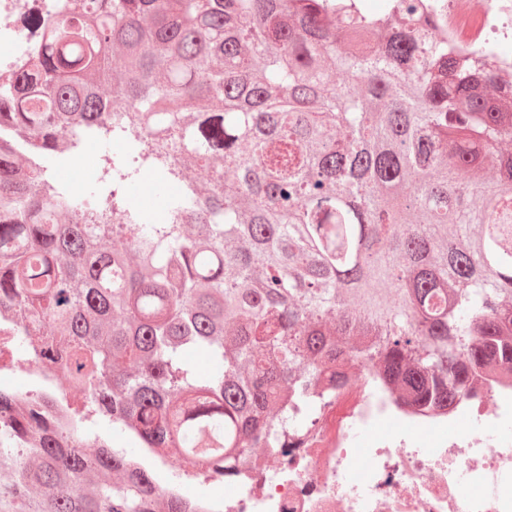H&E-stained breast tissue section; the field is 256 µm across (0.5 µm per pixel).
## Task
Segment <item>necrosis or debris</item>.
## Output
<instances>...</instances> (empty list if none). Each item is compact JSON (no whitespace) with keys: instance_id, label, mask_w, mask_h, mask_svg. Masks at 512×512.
<instances>
[{"instance_id":"1","label":"necrosis or debris","mask_w":512,"mask_h":512,"mask_svg":"<svg viewBox=\"0 0 512 512\" xmlns=\"http://www.w3.org/2000/svg\"><path fill=\"white\" fill-rule=\"evenodd\" d=\"M55 0H0V70L22 64L39 43L21 18ZM428 22L446 34L458 61L479 59L512 92V0H420ZM512 423V369L492 363L469 397L421 405L396 396L382 378L348 373L302 434L285 448L261 451L242 476H225L228 492L211 512H512V435L442 426L465 417ZM370 433L368 447L360 436ZM422 434L433 445L418 447Z\"/></svg>"}]
</instances>
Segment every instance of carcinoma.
<instances>
[{"label": "carcinoma", "instance_id": "1", "mask_svg": "<svg viewBox=\"0 0 512 512\" xmlns=\"http://www.w3.org/2000/svg\"><path fill=\"white\" fill-rule=\"evenodd\" d=\"M392 8L59 0L24 15L42 43L0 73V356L62 367L83 407L57 430L67 398L44 389L24 410L0 389V512H197L203 498L138 457L209 483L286 447L347 365L429 405L512 366V96L415 23L417 0ZM87 138L128 151L85 198L52 168ZM146 174L181 187L165 224L123 193Z\"/></svg>", "mask_w": 512, "mask_h": 512}]
</instances>
